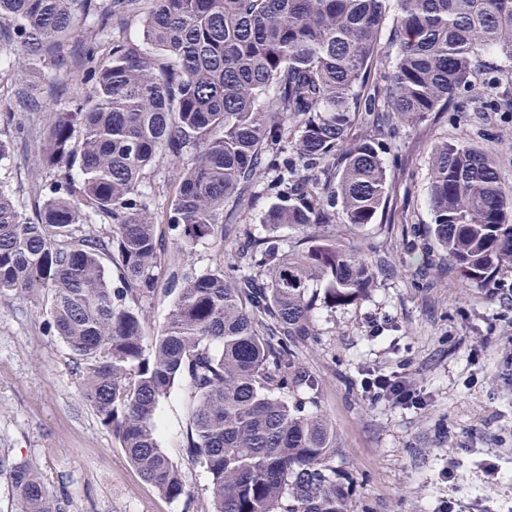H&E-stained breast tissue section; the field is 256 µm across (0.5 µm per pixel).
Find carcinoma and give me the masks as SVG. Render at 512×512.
<instances>
[{
	"label": "carcinoma",
	"mask_w": 512,
	"mask_h": 512,
	"mask_svg": "<svg viewBox=\"0 0 512 512\" xmlns=\"http://www.w3.org/2000/svg\"><path fill=\"white\" fill-rule=\"evenodd\" d=\"M397 10V55L385 92L403 121L452 112L487 53L512 61V0H0V48L15 83L44 64L75 83L62 98L26 95L46 117L33 174L34 216L0 188V301L44 300L51 326L80 366L83 394L146 481L185 495L160 447V400L183 378L195 404L187 442L212 484L210 512H350L351 479L336 470V430L318 409L276 395L319 389L299 364L318 302L344 305L374 287L355 251L321 237L295 251L277 232L373 223L388 197L379 142H352L376 111L361 95L386 14ZM135 39L112 38L130 14ZM86 42L73 43L79 29ZM190 158H185V155ZM342 161L328 191L297 162ZM175 166L176 196L157 218L142 199L144 171ZM274 170L286 199L268 236L240 253L251 273L171 274L172 307L147 340L133 303L155 292L165 254L156 224L176 231L174 252L234 233L224 204ZM430 230L457 274L479 285L512 267V197L489 152L435 147ZM73 224L115 234L60 245ZM119 286L112 287V273ZM324 287L316 296L313 286ZM16 512H58L24 461H0Z\"/></svg>",
	"instance_id": "1"
}]
</instances>
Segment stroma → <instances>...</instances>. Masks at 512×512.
Wrapping results in <instances>:
<instances>
[{"instance_id":"1","label":"stroma","mask_w":512,"mask_h":512,"mask_svg":"<svg viewBox=\"0 0 512 512\" xmlns=\"http://www.w3.org/2000/svg\"><path fill=\"white\" fill-rule=\"evenodd\" d=\"M395 15L382 23L368 85L384 98L397 48ZM480 88L462 94L459 112L403 122L380 113L377 125H356L382 146L389 182L385 207L371 224L336 223L307 232L286 227L295 249L308 238L333 236L361 252L377 284L355 303L314 312L315 334L301 363L319 381L318 404L336 427L337 468L353 478L350 512H512V269L469 285L429 234V158L441 141L492 150L512 191V64L486 56ZM0 188L24 213L34 211L32 164L38 127L10 76L0 77ZM150 212L173 203L167 161L142 182ZM273 175L254 183L225 216L253 238L267 232L265 212L280 203ZM217 242L199 243L172 272L202 274L222 266ZM48 310L23 300L0 302V457L26 461L40 473L59 512H209L211 482L186 456L194 405L189 381L159 403L158 442L182 467L186 494L171 500L129 461L111 429L84 399L76 364L53 333ZM407 374L420 401L394 405L369 399L370 373ZM457 480H448V466Z\"/></svg>"}]
</instances>
